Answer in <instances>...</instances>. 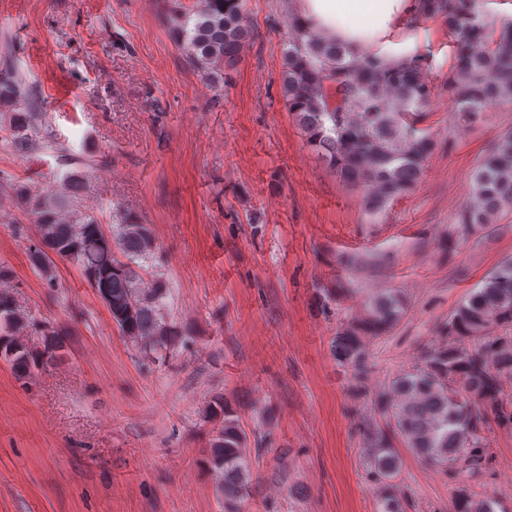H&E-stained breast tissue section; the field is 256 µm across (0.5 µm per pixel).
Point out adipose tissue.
Listing matches in <instances>:
<instances>
[{"label":"adipose tissue","mask_w":512,"mask_h":512,"mask_svg":"<svg viewBox=\"0 0 512 512\" xmlns=\"http://www.w3.org/2000/svg\"><path fill=\"white\" fill-rule=\"evenodd\" d=\"M416 0H293L292 16L307 31L347 45L355 55L375 52L390 61L413 50L408 36Z\"/></svg>","instance_id":"1"}]
</instances>
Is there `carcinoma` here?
Listing matches in <instances>:
<instances>
[{"instance_id":"cac0c4a2","label":"carcinoma","mask_w":512,"mask_h":512,"mask_svg":"<svg viewBox=\"0 0 512 512\" xmlns=\"http://www.w3.org/2000/svg\"><path fill=\"white\" fill-rule=\"evenodd\" d=\"M439 19L448 27L452 62L444 83L458 123L482 118L492 105H512V21L489 20L481 0H420L414 20ZM188 63L208 79L216 71L237 67L253 31L245 24L243 0H202L195 15L175 17ZM288 49L283 54L281 94L303 129L307 143L321 151L347 183L367 189L365 209L383 216L387 206L418 184L436 142L418 131L433 85L426 57L388 62L378 54L352 59L349 47L316 37L289 21ZM14 112L8 118L11 145L27 155L45 144L40 139L43 112L27 96L26 83L9 66L0 70V103ZM79 186V174H65L59 186L35 193L23 184L11 189L24 211L38 224L39 242L29 248L33 268L54 279L57 256L78 266L109 309L112 320L140 350L158 360L172 354L178 337L160 307L167 291L158 281L141 287L139 270L154 253L147 224L124 217L116 232H107L92 215H69L66 200ZM512 214V131L473 175L472 196L448 228V250L477 234H489L496 219ZM403 297H373L358 325L338 333L336 359L348 366L356 387H364L369 357L362 337L382 336L405 312ZM30 326L8 296L0 295V358L15 373L53 362L65 347L56 331L47 333L35 355L20 339ZM441 342L423 352L420 363L397 374L373 393L375 411L406 448L453 477L476 475L491 463L489 423L512 429V261L498 266L448 316ZM212 411L222 418L209 464L220 478L224 512H239L248 494L252 455L248 436L228 403ZM368 463L380 485L378 512H405L406 500L394 492L401 459L388 433L377 423L364 429ZM449 512H494L493 501L478 499L455 486Z\"/></svg>"}]
</instances>
